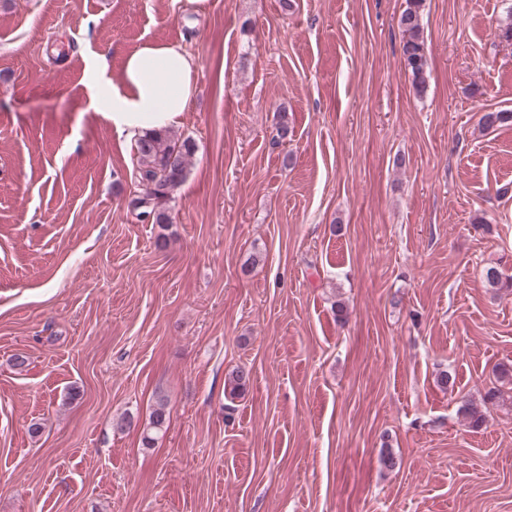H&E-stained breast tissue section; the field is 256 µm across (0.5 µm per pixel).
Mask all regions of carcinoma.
Returning <instances> with one entry per match:
<instances>
[{"instance_id":"cac0c4a2","label":"carcinoma","mask_w":512,"mask_h":512,"mask_svg":"<svg viewBox=\"0 0 512 512\" xmlns=\"http://www.w3.org/2000/svg\"><path fill=\"white\" fill-rule=\"evenodd\" d=\"M421 6L422 0H408V6L399 19L404 33V64L411 73L413 85L419 93L425 88L428 64L427 50L421 35ZM509 121L512 122V112L504 110L486 112L481 117V124L487 130ZM195 150L196 145L191 138L169 131L147 133L138 140L137 188L132 205L139 221L161 226L172 223L166 203L172 199L177 187L185 181ZM485 280L493 288H512V276L503 277V273L495 266L485 269ZM166 407V399L158 397L150 430L143 433L144 445L151 446V431L163 427L166 421ZM461 414L472 428H479L486 421V410L473 403L463 405Z\"/></svg>"}]
</instances>
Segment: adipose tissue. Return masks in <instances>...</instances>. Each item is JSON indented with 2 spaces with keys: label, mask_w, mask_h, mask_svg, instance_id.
I'll list each match as a JSON object with an SVG mask.
<instances>
[{
  "label": "adipose tissue",
  "mask_w": 512,
  "mask_h": 512,
  "mask_svg": "<svg viewBox=\"0 0 512 512\" xmlns=\"http://www.w3.org/2000/svg\"><path fill=\"white\" fill-rule=\"evenodd\" d=\"M195 67L193 55L178 43H144L127 56L117 81L105 58L93 57L86 65L90 107L128 140L171 127L188 110Z\"/></svg>",
  "instance_id": "ef3b65f1"
}]
</instances>
